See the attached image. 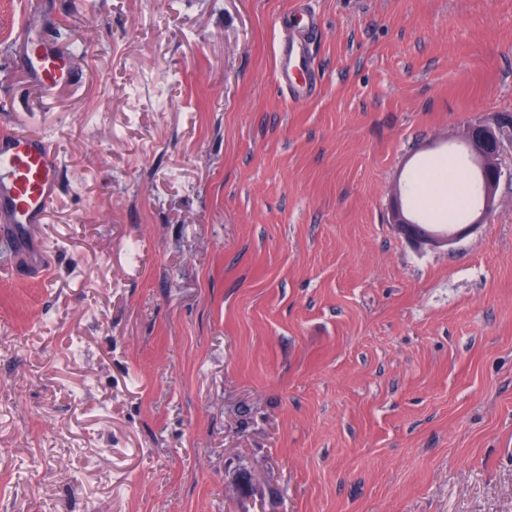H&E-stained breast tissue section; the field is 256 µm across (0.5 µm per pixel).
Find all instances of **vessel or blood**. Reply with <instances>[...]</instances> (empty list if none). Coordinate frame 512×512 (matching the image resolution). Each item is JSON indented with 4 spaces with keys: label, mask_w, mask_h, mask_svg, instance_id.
Masks as SVG:
<instances>
[{
    "label": "vessel or blood",
    "mask_w": 512,
    "mask_h": 512,
    "mask_svg": "<svg viewBox=\"0 0 512 512\" xmlns=\"http://www.w3.org/2000/svg\"><path fill=\"white\" fill-rule=\"evenodd\" d=\"M26 45L20 55L45 103H52L64 89L76 85L82 74L71 65L70 50L62 48L47 32L21 30ZM279 80L292 99L313 96L316 83L309 75L306 45L297 39L282 42L277 49ZM61 156L49 139L21 130H0V238L9 248L27 244L29 229L43 223L59 195Z\"/></svg>",
    "instance_id": "obj_1"
}]
</instances>
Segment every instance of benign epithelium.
<instances>
[{
	"mask_svg": "<svg viewBox=\"0 0 512 512\" xmlns=\"http://www.w3.org/2000/svg\"><path fill=\"white\" fill-rule=\"evenodd\" d=\"M512 130V117L498 116L492 122H478L466 128L465 142L469 145L471 162L479 181L478 204L472 219L460 224L446 234L433 235L420 227L418 222L405 217L401 209L394 212V223L419 245L437 247L460 238L479 224L487 223L496 206V193L504 176L512 178V171L506 173L499 162L504 140Z\"/></svg>",
	"mask_w": 512,
	"mask_h": 512,
	"instance_id": "benign-epithelium-1",
	"label": "benign epithelium"
}]
</instances>
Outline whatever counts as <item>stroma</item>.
Wrapping results in <instances>:
<instances>
[{"mask_svg": "<svg viewBox=\"0 0 512 512\" xmlns=\"http://www.w3.org/2000/svg\"><path fill=\"white\" fill-rule=\"evenodd\" d=\"M41 2L85 79L41 106L0 0V126L63 160L50 273L0 250V512H512V180L391 222L512 114V0ZM279 80L294 100L303 101L313 96L316 83L309 76L310 59L306 45L298 40L283 41L277 49ZM512 127V117L507 115L498 116L493 122H478L469 124L466 128L465 142L469 145L471 162L475 168L479 181V192L477 210L472 219L467 223L472 211V204L476 199L475 185L470 172L466 190L465 201L453 210L441 215L443 222L437 220L438 224L456 226L449 230L448 234L433 235L420 227L418 222L408 220L400 208L394 212V224L420 246L429 245L437 247L448 245L449 242L457 240L463 234L469 232L479 224L487 223L496 206V193L502 178L506 175L499 162V156L503 148L504 140L508 139V131ZM512 179V170L506 175Z\"/></svg>", "mask_w": 512, "mask_h": 512, "instance_id": "stroma-1", "label": "stroma"}]
</instances>
